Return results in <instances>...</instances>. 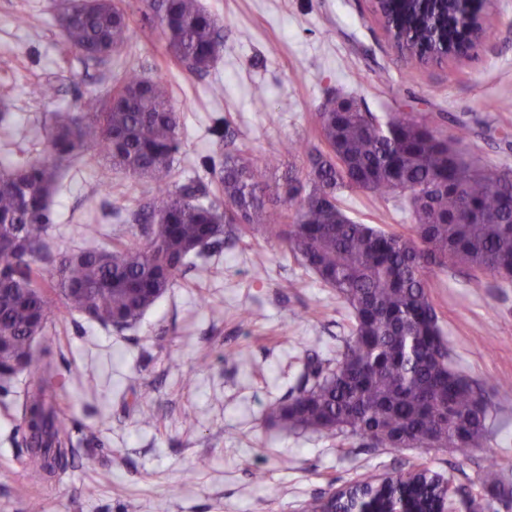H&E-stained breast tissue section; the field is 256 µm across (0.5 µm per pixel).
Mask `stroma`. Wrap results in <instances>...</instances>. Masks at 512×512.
Wrapping results in <instances>:
<instances>
[{
    "label": "stroma",
    "mask_w": 512,
    "mask_h": 512,
    "mask_svg": "<svg viewBox=\"0 0 512 512\" xmlns=\"http://www.w3.org/2000/svg\"><path fill=\"white\" fill-rule=\"evenodd\" d=\"M59 0H0V162L44 158L50 115L107 96L124 54L96 63L67 52L55 16ZM223 28L224 50L209 72H191L167 50L144 14L123 0L138 35L132 61L165 78L183 124L174 168L213 187L224 154L248 145L259 164L285 167L289 142L313 139L312 118L328 99L353 100L381 115L397 106L472 126L471 150L486 168L512 169V0H493L494 36L475 58L409 67L385 34L371 0H201ZM29 23L20 27L18 15ZM52 84L37 102L30 83ZM98 158L58 161L51 231L57 250L81 243V227L131 235L130 212L152 185L113 171L101 186ZM354 219L397 231L411 216L367 192H344ZM430 295L453 363L490 399L481 448H369L313 431L289 432L269 420L309 359L336 361L348 338V309L335 292L256 230L225 245L209 270L185 267L133 327L118 330L65 315L36 352L53 351L65 384L60 418L71 432L73 463L31 484L20 414L0 392V512H303V506L369 476L424 466L450 480L458 512H512V285L462 266L428 273ZM224 311L214 320L212 309ZM149 394L154 424H143L136 393ZM210 466L200 470L199 458ZM496 467L491 496L481 480Z\"/></svg>",
    "instance_id": "obj_1"
}]
</instances>
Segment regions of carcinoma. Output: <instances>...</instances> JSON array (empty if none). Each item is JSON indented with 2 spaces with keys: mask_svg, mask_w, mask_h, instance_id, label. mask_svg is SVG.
Listing matches in <instances>:
<instances>
[{
  "mask_svg": "<svg viewBox=\"0 0 512 512\" xmlns=\"http://www.w3.org/2000/svg\"><path fill=\"white\" fill-rule=\"evenodd\" d=\"M168 51L193 72L209 70L224 48L217 17L200 0H146ZM399 36L405 62L427 63L417 42L448 47L472 25L462 4L430 33L427 10L403 5ZM63 45L85 60L103 61L135 41L121 0H64L58 15ZM40 82L28 95L49 100ZM316 142L288 147L306 155L281 176L283 194L246 148L224 155L209 197L194 183L170 180L181 142V117L162 78L129 70L104 101L51 114L48 156L0 164V387L17 364L30 367L19 393L17 430L27 448L29 481L42 484L67 463L70 436L55 408L56 370L34 362L31 337L62 314L77 312L124 329L173 285L194 257L206 262L224 240L264 227L284 251L352 310V326L336 365L310 360L296 390L274 404L271 423L360 440L373 448H480L491 403L452 363L430 299L425 270L464 265L512 283V171L472 159V131L453 132L431 117L392 109L379 118L360 107L316 113ZM100 150L135 179L152 178L151 202L133 215L136 239L107 241L100 227H82L83 245L54 255L50 200L59 181L56 159ZM399 197L411 211L408 231H387L348 216L340 192ZM391 487L425 507L440 497L422 470L399 473Z\"/></svg>",
  "mask_w": 512,
  "mask_h": 512,
  "instance_id": "obj_1",
  "label": "carcinoma"
}]
</instances>
